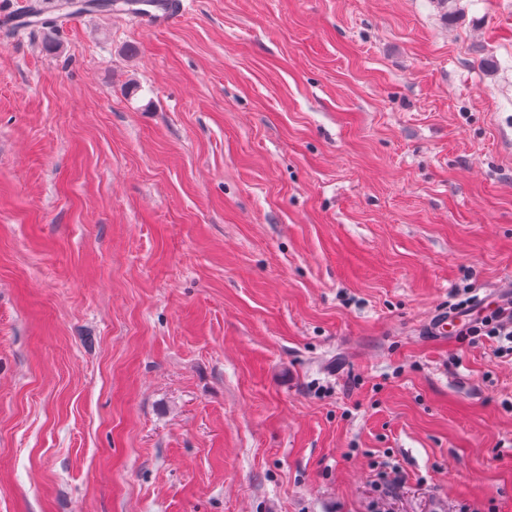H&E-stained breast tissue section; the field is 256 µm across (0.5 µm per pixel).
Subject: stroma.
Returning a JSON list of instances; mask_svg holds the SVG:
<instances>
[{"mask_svg": "<svg viewBox=\"0 0 512 512\" xmlns=\"http://www.w3.org/2000/svg\"><path fill=\"white\" fill-rule=\"evenodd\" d=\"M180 2L0 29V512H512V0ZM508 321L504 320L502 308L489 310L479 321L471 325L466 334L472 336H487L489 340L495 341L498 345L496 351L502 356L512 355V309L511 302ZM505 342L510 345H505Z\"/></svg>", "mask_w": 512, "mask_h": 512, "instance_id": "obj_1", "label": "stroma"}]
</instances>
